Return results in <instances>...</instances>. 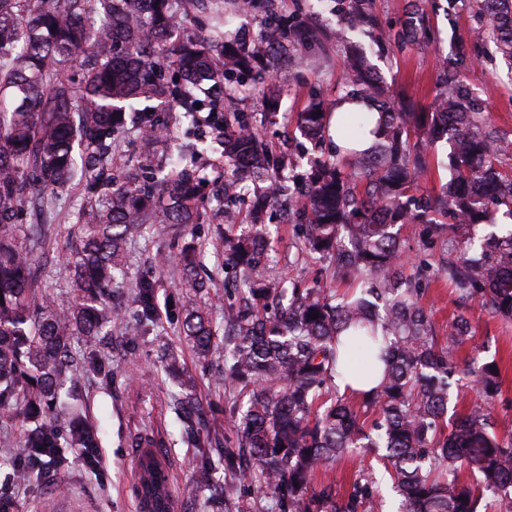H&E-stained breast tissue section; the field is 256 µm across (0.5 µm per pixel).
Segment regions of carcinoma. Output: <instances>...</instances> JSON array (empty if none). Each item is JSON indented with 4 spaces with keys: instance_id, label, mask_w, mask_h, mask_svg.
Listing matches in <instances>:
<instances>
[{
    "instance_id": "carcinoma-1",
    "label": "carcinoma",
    "mask_w": 512,
    "mask_h": 512,
    "mask_svg": "<svg viewBox=\"0 0 512 512\" xmlns=\"http://www.w3.org/2000/svg\"><path fill=\"white\" fill-rule=\"evenodd\" d=\"M473 2L486 24L459 33L453 11ZM437 0H407L400 20L383 24L375 0H335L346 54L339 99L367 109L333 115L320 82L308 90L297 130L314 144L304 172L282 182L283 160L251 117L234 106L260 99L279 111L280 94L267 74L280 61L321 43L325 33L299 13L287 16L261 0H233L238 17L263 11L254 39L230 29L209 36L180 33L172 0H0V411L25 424L7 452L27 461L17 483L31 484L41 460L65 463L63 448H97L98 429L73 409L59 410V391L74 364L76 336L106 332L118 315L112 288L125 276V246L151 227L195 224L201 181L182 162L161 166L153 182L142 170L166 152L167 132L150 115L141 119L142 165L116 174L108 157L126 112L144 99L161 108L183 105L208 121L232 173L214 196L224 223L241 222L236 202L247 196L250 224L224 234V263L241 273L238 299L224 306V336L216 334L203 295L196 248L180 253L183 331L198 359L224 354V396L240 421L236 441L217 457L198 434L197 398L176 399L189 443L202 449L195 480L213 486L224 512L244 505L213 483L214 471L273 502V512H383L375 474L361 469L345 485L335 465L358 450L382 461L402 512H512V436L497 432L492 403L501 385L497 362L474 356L465 380L454 378L455 351L473 339L463 314L448 323L446 343L434 336L420 288H404L407 263L397 228L425 225L428 248L441 242L437 273L458 301L512 321V140L476 106L466 71L482 42L512 70V0H445L452 51L437 56L431 111L403 112L389 97L369 52L383 43L396 52L435 46L439 34L429 10ZM227 105L220 107L218 92ZM378 135L366 151L344 154L329 135L349 143L366 137L372 113ZM445 140L438 161L448 180L430 194L428 148ZM89 177L84 223L67 264L71 293L58 302L34 275L38 252L52 231L48 199L78 174ZM288 195V222L299 225L302 252L334 265L332 277L355 286L343 294L315 279L303 287L272 269L271 208ZM29 208L36 224L18 223ZM138 308L126 335L135 340L154 322V285L142 280L132 296ZM316 313L312 319L309 314ZM378 378L368 392H340L335 379ZM467 386L477 400L448 418L453 392ZM136 466L143 512H173L161 478L165 456L144 437Z\"/></svg>"
}]
</instances>
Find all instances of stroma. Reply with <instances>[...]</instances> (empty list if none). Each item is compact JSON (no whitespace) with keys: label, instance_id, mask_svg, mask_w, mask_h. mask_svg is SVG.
Returning a JSON list of instances; mask_svg holds the SVG:
<instances>
[{"label":"stroma","instance_id":"obj_1","mask_svg":"<svg viewBox=\"0 0 512 512\" xmlns=\"http://www.w3.org/2000/svg\"><path fill=\"white\" fill-rule=\"evenodd\" d=\"M449 41L439 49L449 50ZM436 49V50H439ZM434 49L413 48L403 53L385 54L377 64L396 103L403 108L427 111L435 92L436 62ZM312 65L301 70L280 65L270 74L281 90L279 111H262L259 101L250 99L241 107L254 124L262 126L267 139L276 150L297 156L288 140L293 119L307 97L308 85L320 81L328 104H335L337 80L343 77V51L331 42L311 53ZM466 81L479 93V105L490 114L500 132L512 138V74L500 61L485 60L471 67ZM173 132L171 147L184 141L194 142L201 151L195 161L200 177L211 182L224 174V155L215 142L212 128L204 121L186 118L174 112L169 124ZM88 197L86 181L75 182L68 190L52 196L54 229L51 243L38 259L41 281L59 298L70 292L67 257L70 251V230L77 224ZM200 219L195 224L168 227L161 235H145L131 242L127 252L128 278L114 296L113 306L120 318L112 324L111 335L98 340L76 339L74 352L80 363L71 393L77 397L85 413L97 425L101 439L99 470L87 468L78 450L66 449L68 464L59 468L46 463L40 468L42 479L34 485L17 486L13 475L19 467L15 457L0 455V485L9 488L7 512H137V472L135 443L144 436V420L154 417L161 447L171 467L173 490L181 512H208L209 493L193 481V469L200 452L182 435V424L173 408L181 394L180 383L189 379L201 403L198 418L201 435L232 439L236 426L224 413V388L214 368L202 366L190 342L182 333L184 315L178 303L179 276L176 261L183 244L200 250L202 270L213 282L209 306L215 324L224 321V305L233 273L224 266L216 250L228 226L222 214L210 202L199 205ZM271 227L272 256L276 272H284L301 280L313 278L317 265L308 263L297 249L296 228L281 219H273ZM418 225L404 228L402 238L410 248V260L402 276L404 281L424 288V305L432 329L438 338L448 334V324L460 314L469 317L474 339L456 353L459 367H466L476 349H484L501 369V389L493 404V414L501 434H512V322L481 310L478 306L463 307L445 280L435 272L438 251H423L418 243ZM166 254L171 265L158 268L157 255ZM155 284L156 317L153 326L130 342L125 326L137 318L131 301L140 280ZM172 349L176 365L172 372L161 370L158 354Z\"/></svg>","mask_w":512,"mask_h":512}]
</instances>
